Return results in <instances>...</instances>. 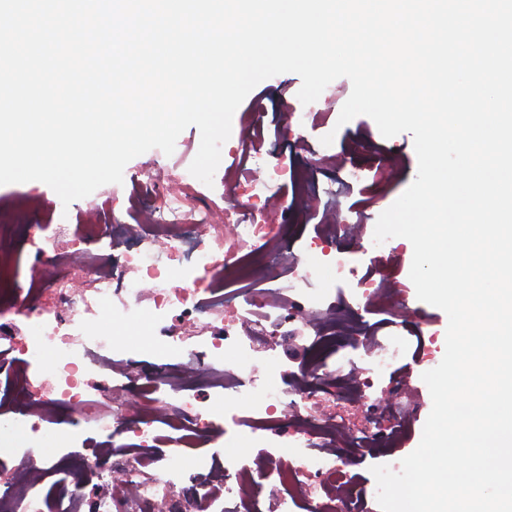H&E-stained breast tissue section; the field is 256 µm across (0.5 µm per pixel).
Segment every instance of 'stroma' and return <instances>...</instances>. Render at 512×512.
Returning <instances> with one entry per match:
<instances>
[{"mask_svg":"<svg viewBox=\"0 0 512 512\" xmlns=\"http://www.w3.org/2000/svg\"><path fill=\"white\" fill-rule=\"evenodd\" d=\"M302 81L294 73L279 74L277 80H265L253 89L240 109L253 111L263 105L265 121L271 128L266 146L274 156L288 167L300 163L318 165L314 154H298L293 148L295 131L284 129L282 116L294 111L299 104L297 93ZM333 147L346 154V165L365 169V180L345 185L344 168L322 169L323 181L338 191L337 199L348 215L364 214L367 223H376L383 209L389 208L407 189L417 175L418 161L413 137L404 132L382 139L375 122L360 115L342 125L335 134ZM58 195L46 184L32 181L21 184L0 185V214L26 224L44 222L58 204Z\"/></svg>","mask_w":512,"mask_h":512,"instance_id":"obj_1","label":"stroma"}]
</instances>
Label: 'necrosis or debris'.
I'll return each mask as SVG.
<instances>
[{
    "label": "necrosis or debris",
    "instance_id": "necrosis-or-debris-1",
    "mask_svg": "<svg viewBox=\"0 0 512 512\" xmlns=\"http://www.w3.org/2000/svg\"><path fill=\"white\" fill-rule=\"evenodd\" d=\"M264 143L263 123L241 117L237 161L214 175L220 224L161 152L148 178L111 188L128 195L127 223L92 205L81 224H0V512H183L186 491L193 512H364L354 467L376 451L399 469L438 333L388 271L401 245L319 197L303 198L323 218L294 250ZM142 320L139 340L123 337ZM295 342L304 357L285 361ZM58 446L85 449V473L38 454ZM243 446L246 459L223 454Z\"/></svg>",
    "mask_w": 512,
    "mask_h": 512
}]
</instances>
